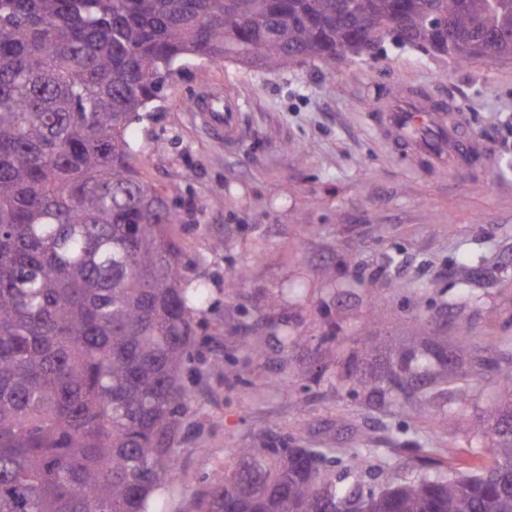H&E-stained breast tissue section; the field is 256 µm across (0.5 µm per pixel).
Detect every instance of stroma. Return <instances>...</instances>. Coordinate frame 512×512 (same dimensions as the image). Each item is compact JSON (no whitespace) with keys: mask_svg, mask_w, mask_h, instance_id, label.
<instances>
[{"mask_svg":"<svg viewBox=\"0 0 512 512\" xmlns=\"http://www.w3.org/2000/svg\"><path fill=\"white\" fill-rule=\"evenodd\" d=\"M206 83L244 102L243 142L213 140L190 112ZM402 92L458 106L484 155L442 168L384 135ZM127 138L143 178L184 216L172 234L187 279L208 288L188 365L198 407L166 512L204 493L232 449L271 436L337 449V481L367 490L382 470L444 474L483 455L506 405L499 373L512 371V58L459 65L390 40L281 71L192 57ZM428 336L466 373L467 400L426 376L395 405L358 387L391 369L394 345ZM367 447L378 456L353 469L349 449Z\"/></svg>","mask_w":512,"mask_h":512,"instance_id":"obj_1","label":"stroma"}]
</instances>
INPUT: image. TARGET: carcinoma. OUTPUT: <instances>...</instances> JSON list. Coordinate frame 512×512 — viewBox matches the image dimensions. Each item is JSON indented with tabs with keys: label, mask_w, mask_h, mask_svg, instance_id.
<instances>
[{
	"label": "carcinoma",
	"mask_w": 512,
	"mask_h": 512,
	"mask_svg": "<svg viewBox=\"0 0 512 512\" xmlns=\"http://www.w3.org/2000/svg\"><path fill=\"white\" fill-rule=\"evenodd\" d=\"M458 63L512 58V0H0V512H157L176 444L203 283L184 220L125 138L190 56L269 69L363 56L386 39ZM440 344L394 352L384 394ZM487 461L341 492L331 448L261 442L187 512H512V372Z\"/></svg>",
	"instance_id": "carcinoma-1"
}]
</instances>
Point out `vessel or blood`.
Listing matches in <instances>:
<instances>
[{"mask_svg":"<svg viewBox=\"0 0 512 512\" xmlns=\"http://www.w3.org/2000/svg\"><path fill=\"white\" fill-rule=\"evenodd\" d=\"M191 104L192 112L213 137L227 143L241 138L244 106L231 92L207 84L193 96ZM387 120L388 134L398 139L405 138L408 130H419L414 146L435 166L461 162L465 153L478 146L477 139L466 138L457 122H445L443 114L426 110L410 94L398 99Z\"/></svg>","mask_w":512,"mask_h":512,"instance_id":"vessel-or-blood-1","label":"vessel or blood"}]
</instances>
